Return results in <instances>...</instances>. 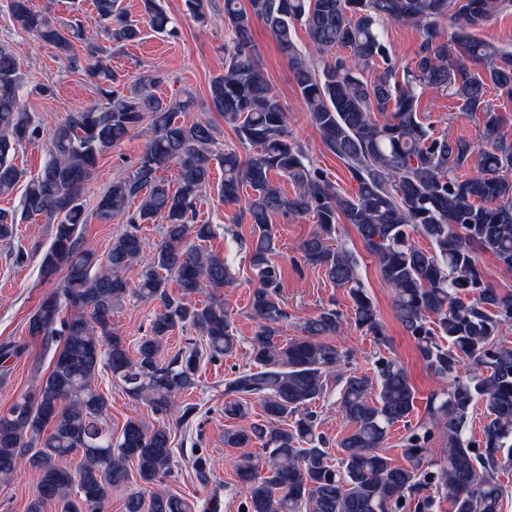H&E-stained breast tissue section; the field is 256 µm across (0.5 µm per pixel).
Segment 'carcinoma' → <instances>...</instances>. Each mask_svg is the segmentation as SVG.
I'll list each match as a JSON object with an SVG mask.
<instances>
[{"instance_id":"cac0c4a2","label":"carcinoma","mask_w":512,"mask_h":512,"mask_svg":"<svg viewBox=\"0 0 512 512\" xmlns=\"http://www.w3.org/2000/svg\"><path fill=\"white\" fill-rule=\"evenodd\" d=\"M141 4L153 32L177 33L159 0ZM92 6L112 48L142 40L143 29L120 0H92ZM186 6L198 24L207 23L208 0H186ZM511 8L512 0H457L450 15L448 0H248L246 6L224 0L230 39L224 74L210 83V105L252 149L244 157L233 148L213 150L212 124L185 119L190 98L152 94L162 81L158 73H140L126 93L108 66L83 64L74 50L83 37L78 20L53 19L31 0H7L14 26L84 71L99 97L43 129L21 101L26 79L17 55L0 46V196L24 184L22 214L53 229L40 257L42 275L50 279L65 270L27 322V335L40 341L51 370L34 392L0 414V482L23 468L37 474L28 512H44L53 503L60 512H106L117 491L125 496L126 512H198L196 502L167 489L175 448L166 418L176 414L180 423L192 422L197 406L179 404V396L197 386L203 361L219 362L240 346L222 293L235 286L233 267L191 243L213 235L196 216L216 164L224 171L219 196L238 206L239 218L256 230L247 247L257 281L248 306L255 322L250 365L224 378L225 418L245 419L252 398L263 412L259 421L224 430V445L242 449L234 463L243 492L239 512H435L443 496L452 512H501L505 487L498 473L512 463V346L498 334L512 324V294L489 285L478 253L490 252L512 269V179L505 177L512 170V139L500 132L487 99L491 90L512 98V50L474 32ZM385 20L420 32L411 65L401 68L391 58L378 29ZM258 22L287 58L310 123L344 163L353 191L334 186L290 136L279 96L260 68L253 34ZM446 23L451 31L444 38ZM298 24L307 33L306 51L294 40ZM370 71L373 79H363ZM425 87L449 89L468 111L483 113L488 145L476 150L464 138L433 136L420 117ZM132 133L146 141L135 170L113 181L87 212L83 195L98 159ZM42 137L48 158L29 175L17 166L16 154ZM470 165L471 175H459ZM172 167L174 189L162 176ZM276 175L290 180L294 192L287 193ZM275 214L316 218L317 230L300 246L303 262L347 290L355 325L384 345V326L358 279L356 255L329 244L337 225L355 228L421 359L448 380L446 390L429 397L428 423L409 421L415 389L397 358L379 354L371 375L346 369L356 351L337 342L338 309L322 308L302 323L300 336L278 341L288 314L279 294L282 271L272 261ZM91 215L104 223L126 217L101 263L80 231ZM159 216L166 221L163 238L151 246L140 225ZM15 223V214L0 211V241L13 238ZM417 235L430 247L419 246ZM139 263L132 288L126 272ZM206 289L209 300L194 302ZM132 291L160 303L133 355L112 328V315ZM188 328L200 343L164 356L174 332ZM106 369L155 421L130 418L119 438L112 437L108 401L96 386ZM332 382L350 426L336 441L334 458L311 410ZM479 403L484 422L476 435L471 427ZM399 424L406 430L404 465L386 453ZM437 436L445 449L434 461L428 451ZM255 444L264 459L249 451ZM75 456L80 460L74 465ZM131 464L140 487L131 481ZM192 467L201 484L210 482L209 457L193 453Z\"/></svg>"}]
</instances>
